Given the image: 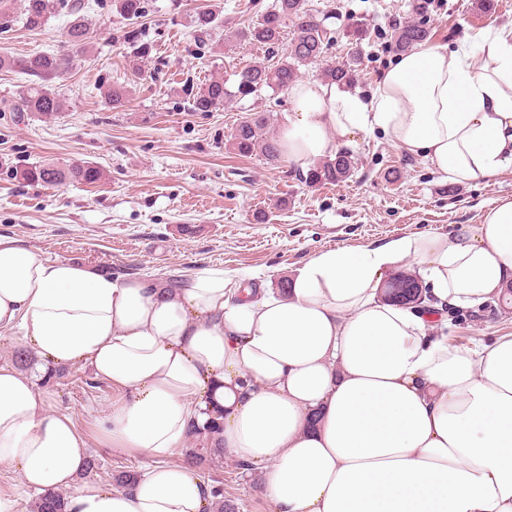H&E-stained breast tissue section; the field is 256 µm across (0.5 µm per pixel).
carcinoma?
Returning <instances> with one entry per match:
<instances>
[{"mask_svg":"<svg viewBox=\"0 0 512 512\" xmlns=\"http://www.w3.org/2000/svg\"><path fill=\"white\" fill-rule=\"evenodd\" d=\"M58 0H23L24 25L30 30L43 27L54 15ZM82 4L71 5L74 19L65 31L66 42L77 46L86 43L89 32L81 19ZM117 12L124 20L120 39L143 61L149 58L152 46L142 39L139 19L146 13V0H117ZM196 31L208 35L215 26V13L210 9L196 12L193 20ZM294 27L292 38L284 42L288 26ZM430 30L424 22L408 24L398 29L394 48L405 52L426 41ZM241 40L264 47L273 52L286 45L285 59L269 65H249L235 73V84L227 86L222 79H210L193 95L191 108L195 112H213L234 101L258 96L264 89L279 91L291 86L299 77L298 67L322 61L336 37L321 20L308 12L306 0H276L275 5L259 19L239 32ZM356 58L339 66L323 69V79L339 85L353 81ZM75 68L74 57L64 51L57 53H31L25 57L0 56V70H16L30 77L23 86L13 107L15 112H35L51 119L65 109V102L53 88V82L63 78ZM263 118L248 117L240 122L231 135V145L241 155H260L275 161L280 157L276 141L261 134ZM353 157L346 150L336 154L333 160L314 165L307 171L304 181L308 184H332L342 182L352 175ZM16 178L43 186H55L64 182L94 184L103 177L97 166L83 162L67 165H39L17 168ZM220 423L212 420L204 427L193 426L190 435L197 439L194 447L186 450L188 458L197 462L218 459L224 449L215 444ZM211 512H235V505L224 503V485L218 481L211 485ZM65 497L58 492L37 495L33 512H65Z\"/></svg>","mask_w":512,"mask_h":512,"instance_id":"1","label":"carcinoma"}]
</instances>
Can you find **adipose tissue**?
I'll use <instances>...</instances> for the list:
<instances>
[{"mask_svg": "<svg viewBox=\"0 0 512 512\" xmlns=\"http://www.w3.org/2000/svg\"><path fill=\"white\" fill-rule=\"evenodd\" d=\"M288 97L276 139L299 168L379 128L450 182L487 178L512 163V30L476 52L412 48L367 99L315 79ZM409 260L440 304L497 302L512 285V200L465 234L318 252L283 291L217 267L171 291L0 238V334L110 382L105 445L152 461L125 488L83 479L85 434L3 362L0 466L24 489L67 491L66 512H204L203 476L170 458L214 419L271 512H512V334L462 348L447 318L382 299Z\"/></svg>", "mask_w": 512, "mask_h": 512, "instance_id": "adipose-tissue-1", "label": "adipose tissue"}]
</instances>
